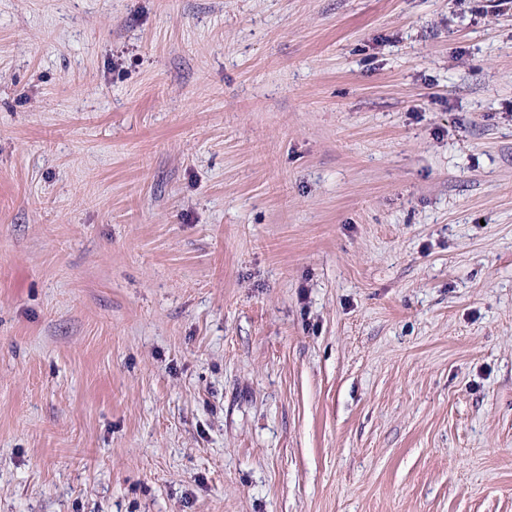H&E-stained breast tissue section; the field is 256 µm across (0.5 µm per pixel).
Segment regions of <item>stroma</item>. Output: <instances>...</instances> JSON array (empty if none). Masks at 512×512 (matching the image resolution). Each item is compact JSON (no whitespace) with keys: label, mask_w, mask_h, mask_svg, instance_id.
Listing matches in <instances>:
<instances>
[{"label":"stroma","mask_w":512,"mask_h":512,"mask_svg":"<svg viewBox=\"0 0 512 512\" xmlns=\"http://www.w3.org/2000/svg\"><path fill=\"white\" fill-rule=\"evenodd\" d=\"M0 512H512V0H0Z\"/></svg>","instance_id":"35a3bbf8"}]
</instances>
